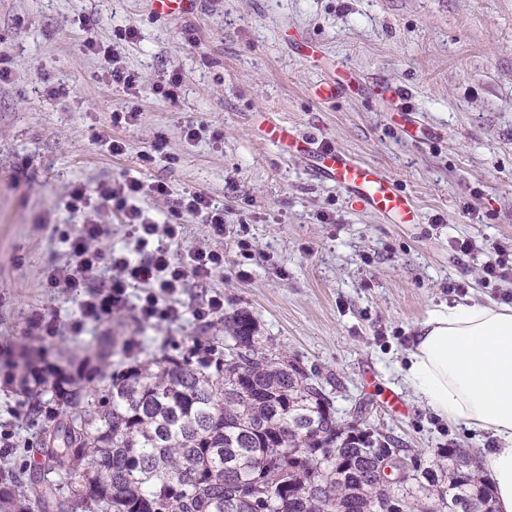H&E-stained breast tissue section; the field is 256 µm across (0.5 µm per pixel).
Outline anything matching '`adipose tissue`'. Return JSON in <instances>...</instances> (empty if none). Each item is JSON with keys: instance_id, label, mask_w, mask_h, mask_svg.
Wrapping results in <instances>:
<instances>
[{"instance_id": "ef3b65f1", "label": "adipose tissue", "mask_w": 512, "mask_h": 512, "mask_svg": "<svg viewBox=\"0 0 512 512\" xmlns=\"http://www.w3.org/2000/svg\"><path fill=\"white\" fill-rule=\"evenodd\" d=\"M406 381L438 417L497 438L485 465L497 512H512V308L474 301L430 311Z\"/></svg>"}]
</instances>
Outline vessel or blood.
<instances>
[{"mask_svg": "<svg viewBox=\"0 0 512 512\" xmlns=\"http://www.w3.org/2000/svg\"><path fill=\"white\" fill-rule=\"evenodd\" d=\"M150 2L156 14L168 15L179 12L188 15L195 11L198 0ZM353 82L351 73L343 71L315 86L313 94L323 101L333 100L350 90ZM297 150L308 160L309 167L315 174L336 183L357 206L372 211L394 224L416 223V204L379 166L356 160L336 148H324L309 139L299 141Z\"/></svg>", "mask_w": 512, "mask_h": 512, "instance_id": "obj_1", "label": "vessel or blood"}]
</instances>
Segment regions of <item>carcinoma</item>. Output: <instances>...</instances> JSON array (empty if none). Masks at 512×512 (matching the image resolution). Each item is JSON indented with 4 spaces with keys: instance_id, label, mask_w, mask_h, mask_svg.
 I'll use <instances>...</instances> for the list:
<instances>
[{
    "instance_id": "cac0c4a2",
    "label": "carcinoma",
    "mask_w": 512,
    "mask_h": 512,
    "mask_svg": "<svg viewBox=\"0 0 512 512\" xmlns=\"http://www.w3.org/2000/svg\"><path fill=\"white\" fill-rule=\"evenodd\" d=\"M224 328L222 350L198 336L115 373L112 336L64 368L17 367L42 462L0 453V512H494L464 451L381 482L412 449L344 431L319 372L262 345L247 311Z\"/></svg>"
}]
</instances>
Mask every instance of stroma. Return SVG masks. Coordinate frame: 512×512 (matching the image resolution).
I'll return each instance as SVG.
<instances>
[{
  "label": "stroma",
  "instance_id": "stroma-1",
  "mask_svg": "<svg viewBox=\"0 0 512 512\" xmlns=\"http://www.w3.org/2000/svg\"><path fill=\"white\" fill-rule=\"evenodd\" d=\"M84 19L140 76L139 99L102 81L104 61L82 46ZM300 36L317 57L295 54ZM0 61L13 72L0 85V375L22 351L52 367L63 346L102 336L159 359L196 336H225V316L246 310L259 336L320 371L346 426L376 429L427 464L450 448L482 456L489 434L438 418L404 371L419 325L455 303L450 279H466L467 298L483 303L512 289L483 284V257L448 247L455 237L512 239V0H200L195 15L173 18L155 16L149 0H0ZM172 68L173 101L152 91ZM344 69L352 91L312 96ZM393 85L406 91L403 109L385 95ZM130 102L137 125H113V108ZM269 121L382 167L419 223L352 208L303 157L267 140ZM196 123L207 130L187 141ZM108 136L127 141L126 154L108 153ZM124 176L204 192L224 210L220 239L179 218L180 249L223 250L224 269L187 279L178 323L143 325L130 309L85 321L78 301L43 284L48 267L71 261L62 233L80 222L72 185ZM215 294L224 312L206 326L193 310ZM36 311L55 335L30 333ZM387 389L400 411L383 408Z\"/></svg>",
  "mask_w": 512,
  "mask_h": 512
}]
</instances>
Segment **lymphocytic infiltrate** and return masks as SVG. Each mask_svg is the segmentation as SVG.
I'll list each match as a JSON object with an SVG mask.
<instances>
[{"label": "lymphocytic infiltrate", "mask_w": 512, "mask_h": 512, "mask_svg": "<svg viewBox=\"0 0 512 512\" xmlns=\"http://www.w3.org/2000/svg\"><path fill=\"white\" fill-rule=\"evenodd\" d=\"M144 196L172 198L166 181L155 179L146 183L135 177L119 182L103 180L92 188L78 183L69 193V207L82 219L81 224L65 236L74 262L66 267L48 268L45 283L47 287L62 289L79 298L85 320L100 322L123 311L129 304L130 288L143 284L147 290L139 299V320L177 322L182 311L173 300L184 288L187 277L205 281L224 267V254L218 250L192 248L173 254L170 245L182 238L183 227L156 222L139 205ZM174 200L177 214L190 215L207 225L212 236L223 237L224 212L212 204L209 196L186 191ZM106 208L123 214L128 234L135 241V256L115 254L104 258L98 243L109 232L100 220V213ZM449 247L459 255H486L487 260L481 267L485 283L512 280L511 239L454 238ZM106 262L110 263L113 276L100 286H92V278Z\"/></svg>", "instance_id": "obj_1"}]
</instances>
